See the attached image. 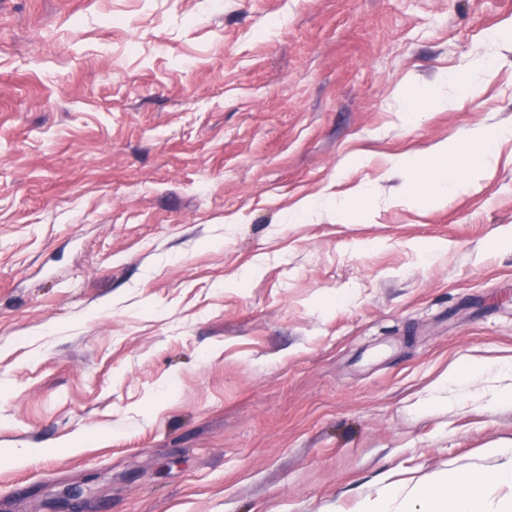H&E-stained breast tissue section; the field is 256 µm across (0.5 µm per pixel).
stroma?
I'll return each mask as SVG.
<instances>
[{
    "instance_id": "1",
    "label": "stroma",
    "mask_w": 512,
    "mask_h": 512,
    "mask_svg": "<svg viewBox=\"0 0 512 512\" xmlns=\"http://www.w3.org/2000/svg\"><path fill=\"white\" fill-rule=\"evenodd\" d=\"M485 126L512 127V0H0V448L41 451L0 464V512H358L489 476L512 139L446 205L404 197Z\"/></svg>"
}]
</instances>
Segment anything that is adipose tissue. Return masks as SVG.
<instances>
[{"label": "adipose tissue", "mask_w": 512, "mask_h": 512, "mask_svg": "<svg viewBox=\"0 0 512 512\" xmlns=\"http://www.w3.org/2000/svg\"><path fill=\"white\" fill-rule=\"evenodd\" d=\"M511 136L507 129L483 128L454 145L436 144L413 167L416 185L428 192L433 204H445L450 194L478 186L497 143ZM492 454L501 463L490 480L441 479L412 488L392 484L365 501L361 512H488V482L512 485V448H496Z\"/></svg>", "instance_id": "ef3b65f1"}]
</instances>
